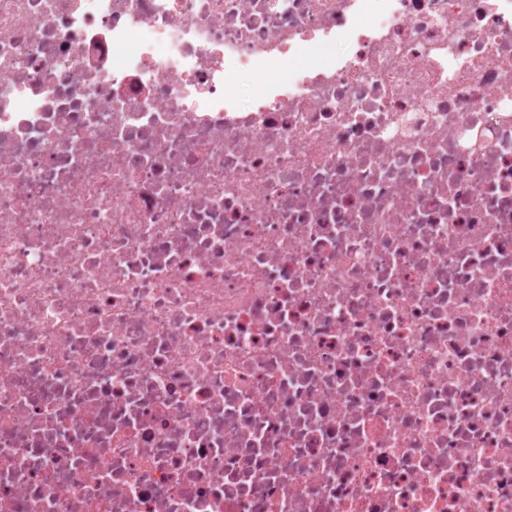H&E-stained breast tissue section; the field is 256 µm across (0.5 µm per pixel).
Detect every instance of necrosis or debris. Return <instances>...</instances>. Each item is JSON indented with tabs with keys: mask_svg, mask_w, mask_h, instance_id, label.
<instances>
[{
	"mask_svg": "<svg viewBox=\"0 0 512 512\" xmlns=\"http://www.w3.org/2000/svg\"><path fill=\"white\" fill-rule=\"evenodd\" d=\"M0 512H512V0H0Z\"/></svg>",
	"mask_w": 512,
	"mask_h": 512,
	"instance_id": "1",
	"label": "necrosis or debris"
}]
</instances>
